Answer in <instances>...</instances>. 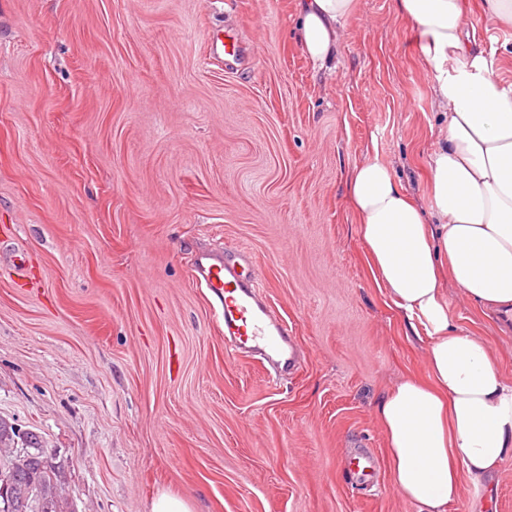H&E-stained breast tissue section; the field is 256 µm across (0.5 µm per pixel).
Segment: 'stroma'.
I'll return each instance as SVG.
<instances>
[{"instance_id":"stroma-1","label":"stroma","mask_w":512,"mask_h":512,"mask_svg":"<svg viewBox=\"0 0 512 512\" xmlns=\"http://www.w3.org/2000/svg\"><path fill=\"white\" fill-rule=\"evenodd\" d=\"M512 82V24L468 0ZM295 0H0V416L67 470L75 512H414L378 420L424 345L378 288L345 192L379 156L420 205L443 118L396 0H355L335 58ZM235 55H226V46ZM248 249L297 368L233 351L197 260ZM512 377V328L448 285ZM372 455L368 495L341 467ZM512 512V458L448 512ZM151 512H194L190 504L166 492L157 493L151 504Z\"/></svg>"}]
</instances>
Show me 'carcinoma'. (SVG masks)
<instances>
[{
  "label": "carcinoma",
  "mask_w": 512,
  "mask_h": 512,
  "mask_svg": "<svg viewBox=\"0 0 512 512\" xmlns=\"http://www.w3.org/2000/svg\"><path fill=\"white\" fill-rule=\"evenodd\" d=\"M16 437L15 426L0 418V482L8 479L18 492L7 509L0 500V512H67L69 503L58 480L60 466L39 436L29 434L21 445Z\"/></svg>",
  "instance_id": "obj_1"
}]
</instances>
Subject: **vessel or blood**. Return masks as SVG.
I'll return each instance as SVG.
<instances>
[{"label":"vessel or blood","instance_id":"vessel-or-blood-1","mask_svg":"<svg viewBox=\"0 0 512 512\" xmlns=\"http://www.w3.org/2000/svg\"><path fill=\"white\" fill-rule=\"evenodd\" d=\"M250 261L244 251L233 255H212L199 260L194 268L196 281L217 298L219 315L224 319L226 339L239 349H257L282 366L295 362L294 342L287 327L263 300L258 278L249 274ZM364 486L374 487L376 466L370 458L353 456L342 462Z\"/></svg>","mask_w":512,"mask_h":512}]
</instances>
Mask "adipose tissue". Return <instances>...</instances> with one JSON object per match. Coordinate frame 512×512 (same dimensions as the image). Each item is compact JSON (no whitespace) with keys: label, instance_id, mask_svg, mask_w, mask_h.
Listing matches in <instances>:
<instances>
[{"label":"adipose tissue","instance_id":"1","mask_svg":"<svg viewBox=\"0 0 512 512\" xmlns=\"http://www.w3.org/2000/svg\"><path fill=\"white\" fill-rule=\"evenodd\" d=\"M354 0H298L297 39L317 63L335 56ZM416 33L445 133L431 155L429 209L371 157L346 195L375 280L425 343L426 378L380 403L393 484L416 512H447L512 458V380L490 344L448 315L447 284L512 320V82L464 44L465 0H396Z\"/></svg>","mask_w":512,"mask_h":512}]
</instances>
